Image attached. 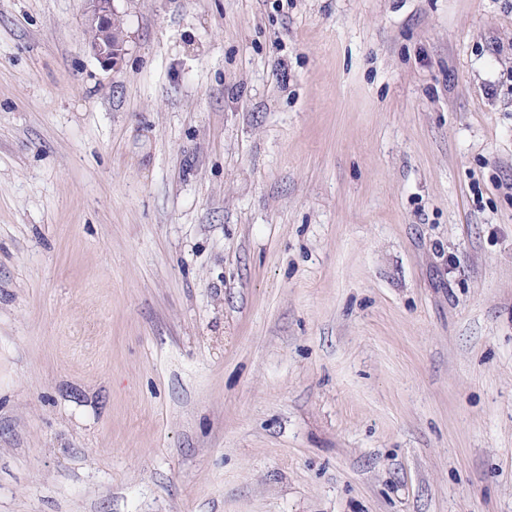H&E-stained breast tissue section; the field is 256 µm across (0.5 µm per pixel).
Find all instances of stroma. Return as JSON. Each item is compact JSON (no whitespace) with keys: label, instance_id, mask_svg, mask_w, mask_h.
I'll return each mask as SVG.
<instances>
[{"label":"stroma","instance_id":"1","mask_svg":"<svg viewBox=\"0 0 512 512\" xmlns=\"http://www.w3.org/2000/svg\"><path fill=\"white\" fill-rule=\"evenodd\" d=\"M0 0V512H512V0ZM88 5L89 47L105 65L118 68L125 51L126 34L114 0H86ZM112 23V28H111Z\"/></svg>","mask_w":512,"mask_h":512}]
</instances>
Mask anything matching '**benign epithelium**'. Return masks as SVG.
Returning a JSON list of instances; mask_svg holds the SVG:
<instances>
[{"label": "benign epithelium", "mask_w": 512, "mask_h": 512, "mask_svg": "<svg viewBox=\"0 0 512 512\" xmlns=\"http://www.w3.org/2000/svg\"><path fill=\"white\" fill-rule=\"evenodd\" d=\"M88 27L94 33L89 39L93 54L105 65L118 68L125 51L126 34L114 0H86Z\"/></svg>", "instance_id": "1"}]
</instances>
